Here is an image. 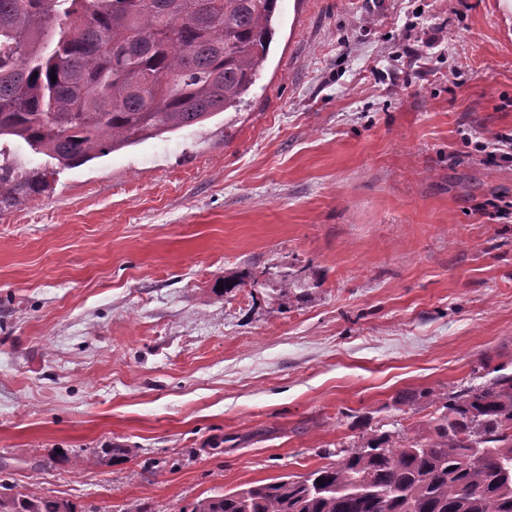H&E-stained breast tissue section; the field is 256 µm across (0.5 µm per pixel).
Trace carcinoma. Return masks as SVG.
I'll use <instances>...</instances> for the list:
<instances>
[{
  "instance_id": "obj_1",
  "label": "carcinoma",
  "mask_w": 512,
  "mask_h": 512,
  "mask_svg": "<svg viewBox=\"0 0 512 512\" xmlns=\"http://www.w3.org/2000/svg\"><path fill=\"white\" fill-rule=\"evenodd\" d=\"M278 0H0V138L77 168L242 102L276 34ZM479 385L415 399L441 410L397 440L305 475L199 499L185 512H512V358ZM0 512H76L13 493Z\"/></svg>"
}]
</instances>
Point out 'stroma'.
<instances>
[{
    "label": "stroma",
    "instance_id": "obj_1",
    "mask_svg": "<svg viewBox=\"0 0 512 512\" xmlns=\"http://www.w3.org/2000/svg\"><path fill=\"white\" fill-rule=\"evenodd\" d=\"M384 2L280 0L204 125L77 168L0 142L41 182L0 204V481L184 512L414 437L416 390L512 357V218L484 209L512 161L471 145L512 135V27L501 0Z\"/></svg>",
    "mask_w": 512,
    "mask_h": 512
}]
</instances>
